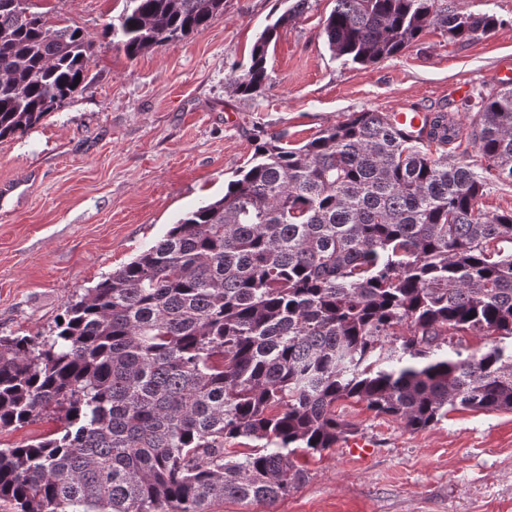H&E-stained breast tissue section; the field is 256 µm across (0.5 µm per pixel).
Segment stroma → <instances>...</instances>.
Returning a JSON list of instances; mask_svg holds the SVG:
<instances>
[{"instance_id":"obj_1","label":"stroma","mask_w":512,"mask_h":512,"mask_svg":"<svg viewBox=\"0 0 512 512\" xmlns=\"http://www.w3.org/2000/svg\"><path fill=\"white\" fill-rule=\"evenodd\" d=\"M335 0H308L268 49L271 87L237 94L281 0H224L211 25L137 58L113 49L103 26L124 0H39L95 40L90 90L74 94L24 136L0 141V336H48L69 302L134 260L171 224L223 196L269 134L303 144L362 110L454 115L464 158L480 166L464 90L496 85L512 62V0H457L500 21L455 43L425 32L404 54L352 69L333 59L323 21ZM338 413L374 450L345 443L296 455L305 482L274 504L231 498L208 512H512V410L453 411L411 431L355 400Z\"/></svg>"}]
</instances>
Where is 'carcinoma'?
Instances as JSON below:
<instances>
[{
    "label": "carcinoma",
    "instance_id": "obj_1",
    "mask_svg": "<svg viewBox=\"0 0 512 512\" xmlns=\"http://www.w3.org/2000/svg\"><path fill=\"white\" fill-rule=\"evenodd\" d=\"M454 0H335L323 33L343 65L400 55L428 31L467 42L499 20ZM258 37L245 97L269 90ZM224 0H125L104 24L134 59L206 29ZM96 43L46 12L0 0V140L40 125L90 86ZM466 106L480 171L450 146L451 114L419 134L352 112L299 147L271 134L224 196L86 289L51 336H0V429L43 413L62 426L0 448V499L18 512H207L219 499L274 503L307 474L293 458L353 434L348 399L429 427L458 408L512 410V212L480 200L512 183V87ZM467 331L483 352L437 355ZM400 345H395V342ZM247 438L242 455L225 444Z\"/></svg>",
    "mask_w": 512,
    "mask_h": 512
}]
</instances>
